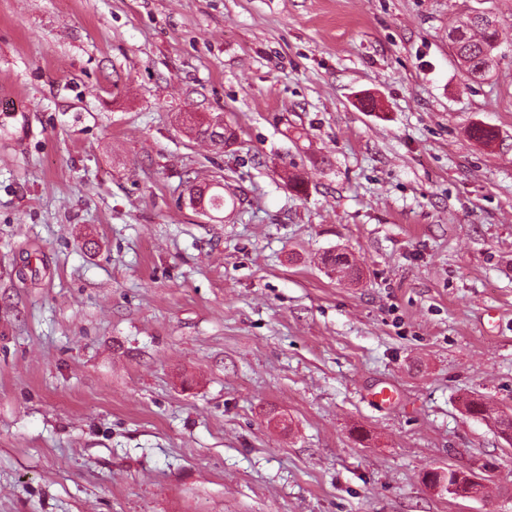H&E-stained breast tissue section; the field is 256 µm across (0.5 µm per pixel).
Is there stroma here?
<instances>
[{
	"label": "stroma",
	"instance_id": "35a3bbf8",
	"mask_svg": "<svg viewBox=\"0 0 512 512\" xmlns=\"http://www.w3.org/2000/svg\"><path fill=\"white\" fill-rule=\"evenodd\" d=\"M510 411L512 0H0V512H512ZM493 20L490 23L476 16L466 15L448 33L460 65L472 79L486 76L495 62L499 33L497 21L495 18ZM185 130L189 136L209 139L221 152H224V147H227L230 144L229 142L235 139L233 131L222 128L220 124H213L210 121H204L192 115L186 118ZM226 202L224 198V184L220 181L204 188H191L189 192V205L193 208L200 207L209 212V218L215 217L212 212H222Z\"/></svg>",
	"mask_w": 512,
	"mask_h": 512
}]
</instances>
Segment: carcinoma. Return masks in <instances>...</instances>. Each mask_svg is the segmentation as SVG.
<instances>
[{
	"label": "carcinoma",
	"instance_id": "1",
	"mask_svg": "<svg viewBox=\"0 0 512 512\" xmlns=\"http://www.w3.org/2000/svg\"><path fill=\"white\" fill-rule=\"evenodd\" d=\"M448 38L460 65L470 78L478 79L490 72L498 49L497 23L468 15L448 33ZM185 130L189 136L210 140L221 152L235 139L233 131L192 115L186 118ZM225 204L224 184L219 181L204 188L190 189L189 205L194 208L220 213Z\"/></svg>",
	"mask_w": 512,
	"mask_h": 512
}]
</instances>
